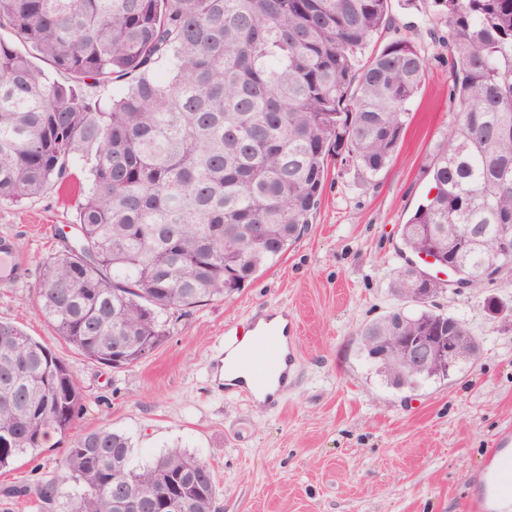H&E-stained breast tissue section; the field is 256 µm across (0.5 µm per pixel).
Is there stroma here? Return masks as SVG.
<instances>
[{
  "label": "stroma",
  "instance_id": "stroma-1",
  "mask_svg": "<svg viewBox=\"0 0 512 512\" xmlns=\"http://www.w3.org/2000/svg\"><path fill=\"white\" fill-rule=\"evenodd\" d=\"M390 12L395 26L375 46L409 39L428 64L388 165L365 181L332 160L317 211L279 261L230 297L175 312L165 342L129 367L84 358L37 310L41 267L71 232L72 197L52 187L0 205V235L16 236L30 258L23 282L0 288V320L52 348L78 377V430L125 433L139 464L173 447L207 462L220 512H489L487 466L512 438V268L438 297L481 345L448 379L393 388L359 349L360 327L400 304L390 280L413 259L401 226L429 190L426 169L455 117L445 18L431 0H391ZM490 295L506 306L495 320L483 308ZM269 311L288 312L299 338L277 407L221 390L215 377L225 327ZM71 442L49 432L36 455L0 470V512H37L31 497L1 490L53 478Z\"/></svg>",
  "mask_w": 512,
  "mask_h": 512
}]
</instances>
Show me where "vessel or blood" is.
I'll return each mask as SVG.
<instances>
[{
  "label": "vessel or blood",
  "instance_id": "b4317fda",
  "mask_svg": "<svg viewBox=\"0 0 512 512\" xmlns=\"http://www.w3.org/2000/svg\"><path fill=\"white\" fill-rule=\"evenodd\" d=\"M29 263L19 240L12 235L0 236V284L12 286L25 280ZM249 329L252 340L248 347L239 349L238 359L249 373L255 388L266 387L278 380L280 388L288 386V367L297 350L294 336L287 326L272 324L270 316L253 317Z\"/></svg>",
  "mask_w": 512,
  "mask_h": 512
}]
</instances>
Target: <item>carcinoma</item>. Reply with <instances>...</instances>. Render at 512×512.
Wrapping results in <instances>:
<instances>
[{
	"label": "carcinoma",
	"mask_w": 512,
	"mask_h": 512,
	"mask_svg": "<svg viewBox=\"0 0 512 512\" xmlns=\"http://www.w3.org/2000/svg\"><path fill=\"white\" fill-rule=\"evenodd\" d=\"M432 6L448 21L457 112L426 171L434 195L401 241L441 256L468 243L459 267L477 287L512 224V0ZM392 24L390 0H0V203L76 188L74 240L38 288L58 335L90 360L132 365L165 341L164 316L239 291L300 238L333 157L377 177L426 68L406 38L366 54ZM118 81L102 104L84 94ZM416 280L398 272L392 294ZM452 321L400 307L360 329L361 350L375 336H450ZM84 407L68 365L0 321V469ZM57 470L36 484L44 512H121L116 483L142 492L143 512H216L206 462L174 448L135 466L130 438L108 428L80 435Z\"/></svg>",
	"instance_id": "cac0c4a2"
}]
</instances>
